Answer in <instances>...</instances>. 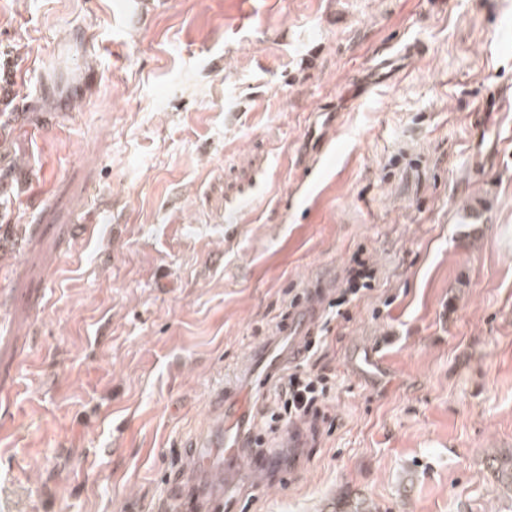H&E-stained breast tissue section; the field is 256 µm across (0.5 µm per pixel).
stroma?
Here are the masks:
<instances>
[{
    "mask_svg": "<svg viewBox=\"0 0 512 512\" xmlns=\"http://www.w3.org/2000/svg\"><path fill=\"white\" fill-rule=\"evenodd\" d=\"M0 77V512H152L356 256L328 421L224 512H512V0H0ZM356 267H352L349 269V276L347 280V284L349 288H347V293L351 295H358L361 290H370L371 284L370 279L373 278V271L367 264L363 261L356 260ZM364 280V281H362ZM332 287V281H328L321 288L308 290L299 300L297 305L291 309L288 316V326L285 325L281 335L288 336V360L295 357L302 348L306 328L311 317L316 313L318 304L326 294L327 288ZM284 359V354L278 351V345L272 343L258 349L253 358L251 377L255 381L262 368L265 373L273 374Z\"/></svg>",
    "mask_w": 512,
    "mask_h": 512,
    "instance_id": "35a3bbf8",
    "label": "stroma"
}]
</instances>
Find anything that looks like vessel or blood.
<instances>
[{"label":"vessel or blood","instance_id":"1","mask_svg":"<svg viewBox=\"0 0 512 512\" xmlns=\"http://www.w3.org/2000/svg\"><path fill=\"white\" fill-rule=\"evenodd\" d=\"M325 293V288H313L301 297L283 329L288 338L287 352H279L274 343L258 349L252 362V374L274 373L285 355H296L303 346L308 323ZM206 441L217 448V455L194 454V463L184 472L179 487L167 491L159 499L156 512H224V473L251 461L253 438L236 429L225 412L217 411L212 415Z\"/></svg>","mask_w":512,"mask_h":512}]
</instances>
